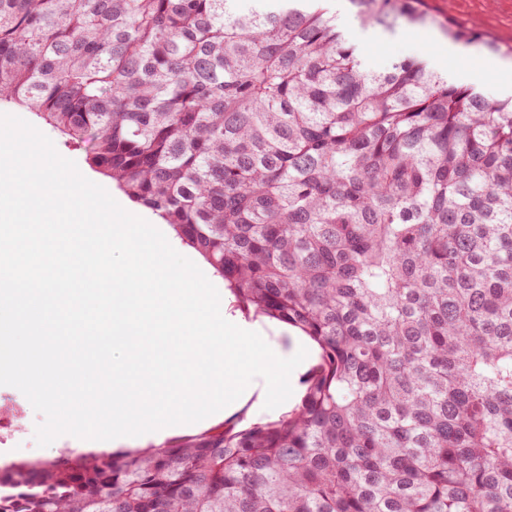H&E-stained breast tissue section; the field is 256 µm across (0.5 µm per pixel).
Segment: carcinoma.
<instances>
[{"instance_id":"obj_1","label":"carcinoma","mask_w":512,"mask_h":512,"mask_svg":"<svg viewBox=\"0 0 512 512\" xmlns=\"http://www.w3.org/2000/svg\"><path fill=\"white\" fill-rule=\"evenodd\" d=\"M2 103L321 354L288 417L16 461L0 512H512V95L368 71L320 0H0ZM0 113H6L21 117L35 126L38 130L49 137L57 152L64 158L73 160L79 169V171L92 182L104 187L110 195L127 211L138 215L151 224H165L160 218L154 215L150 210L132 203L120 190H118L109 178L103 177L102 175L93 171L84 161V153L80 150H72V147H67L53 129L45 125V123L36 118L28 109L17 105H9L0 107Z\"/></svg>"}]
</instances>
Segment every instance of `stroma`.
Masks as SVG:
<instances>
[{
    "label": "stroma",
    "instance_id": "obj_1",
    "mask_svg": "<svg viewBox=\"0 0 512 512\" xmlns=\"http://www.w3.org/2000/svg\"><path fill=\"white\" fill-rule=\"evenodd\" d=\"M337 7L338 19L349 38L357 45L364 65L374 70L385 68L392 61L406 57L432 63L434 57L447 45L441 26L450 20L480 32L483 37L495 38L502 46H512V0H424L423 8L431 16V23L423 26L401 23L389 31L363 25L355 18L346 0H339ZM503 61V55L490 54L476 47L470 56L449 60L448 64L438 65L437 70L451 75L457 67L463 66L484 72L485 78L479 83V90L502 95L506 89L495 80L494 72ZM5 111L29 121L46 136L52 137L57 152L73 160L86 178L107 189L124 209L150 223H157L156 215L132 203L109 178L93 171L85 163L82 151L65 146L61 138L55 137L53 129L33 116L28 109L9 105Z\"/></svg>",
    "mask_w": 512,
    "mask_h": 512
}]
</instances>
